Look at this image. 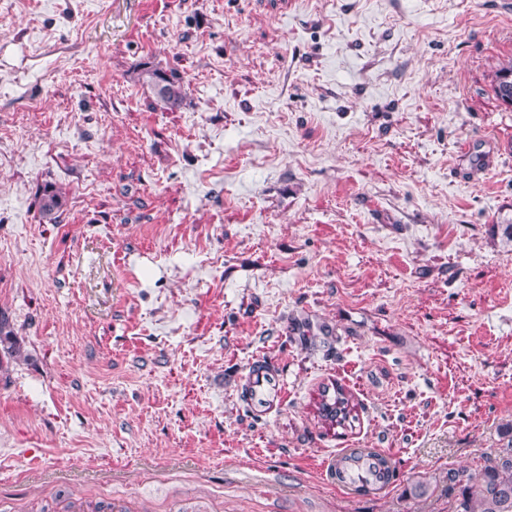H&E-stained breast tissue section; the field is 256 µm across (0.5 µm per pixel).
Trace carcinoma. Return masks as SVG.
Here are the masks:
<instances>
[{"label": "carcinoma", "mask_w": 512, "mask_h": 512, "mask_svg": "<svg viewBox=\"0 0 512 512\" xmlns=\"http://www.w3.org/2000/svg\"><path fill=\"white\" fill-rule=\"evenodd\" d=\"M142 80L166 109L175 110L182 105L185 85L177 72L150 68L143 71ZM492 88L498 98L512 95V58L503 61L494 72ZM38 205L44 217L56 219L66 200L55 186L46 184L39 191ZM0 350L10 357L19 351L16 337L2 318ZM354 410L352 396L343 386L334 384L320 390L316 412L323 427L343 428L351 424L355 420ZM448 490L458 492L456 512H512V445L501 449L496 463L479 477L466 470L448 471Z\"/></svg>", "instance_id": "1"}]
</instances>
